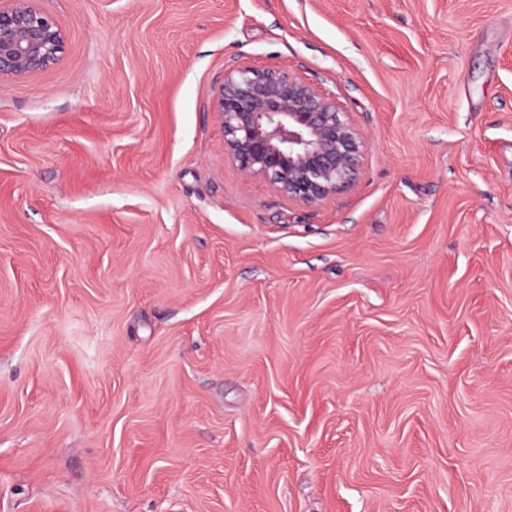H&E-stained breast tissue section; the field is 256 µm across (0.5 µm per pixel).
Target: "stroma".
Instances as JSON below:
<instances>
[{
	"mask_svg": "<svg viewBox=\"0 0 512 512\" xmlns=\"http://www.w3.org/2000/svg\"><path fill=\"white\" fill-rule=\"evenodd\" d=\"M0 81V512H512V0H38ZM363 140L244 175L227 69ZM35 0L0 1V80L47 69L58 59L64 37ZM213 109L228 158L293 201L321 203L355 173L360 134L331 96L293 73L249 65L232 69L215 89Z\"/></svg>",
	"mask_w": 512,
	"mask_h": 512,
	"instance_id": "obj_1",
	"label": "stroma"
}]
</instances>
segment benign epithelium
Listing matches in <instances>:
<instances>
[{"label": "benign epithelium", "mask_w": 512, "mask_h": 512, "mask_svg": "<svg viewBox=\"0 0 512 512\" xmlns=\"http://www.w3.org/2000/svg\"><path fill=\"white\" fill-rule=\"evenodd\" d=\"M64 37L35 0H0V79L44 70ZM214 112L224 150L244 173L315 205L351 180L363 141L336 101L283 69L244 65L224 74Z\"/></svg>", "instance_id": "1"}]
</instances>
